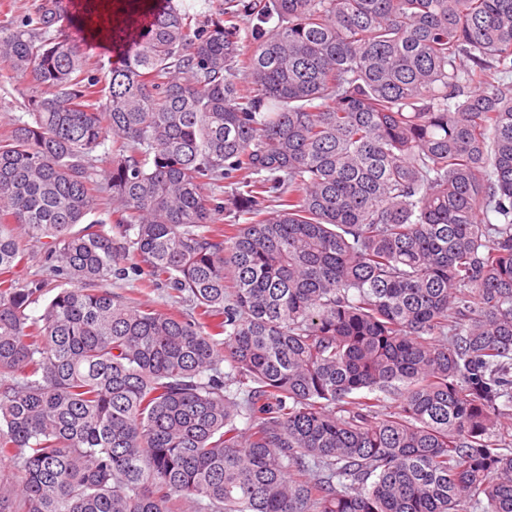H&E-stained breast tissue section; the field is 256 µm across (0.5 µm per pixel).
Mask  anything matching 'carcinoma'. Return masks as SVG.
I'll return each mask as SVG.
<instances>
[{"label":"carcinoma","instance_id":"carcinoma-1","mask_svg":"<svg viewBox=\"0 0 512 512\" xmlns=\"http://www.w3.org/2000/svg\"><path fill=\"white\" fill-rule=\"evenodd\" d=\"M65 15L0 28V512H512V0L170 5L107 69ZM36 83L29 75L0 78V133L6 134L15 124L30 121L27 99L36 91ZM26 259L19 268L21 279L23 280H46L48 283L47 287L44 288V292L39 299V302L31 305L29 313L32 316L40 314L41 309L45 303L53 297V295L63 286V282L59 278L53 277L50 274L51 262L46 259L44 251L41 249L40 244L31 243L25 247ZM59 284V285H58ZM147 293L142 294H136L132 295L133 297L140 298L141 301L145 302L149 300L148 302L159 307L166 309L168 311H174V312H189V309L191 306H189V303H181L176 298H171L168 294L167 288H162L159 290H147Z\"/></svg>","mask_w":512,"mask_h":512}]
</instances>
